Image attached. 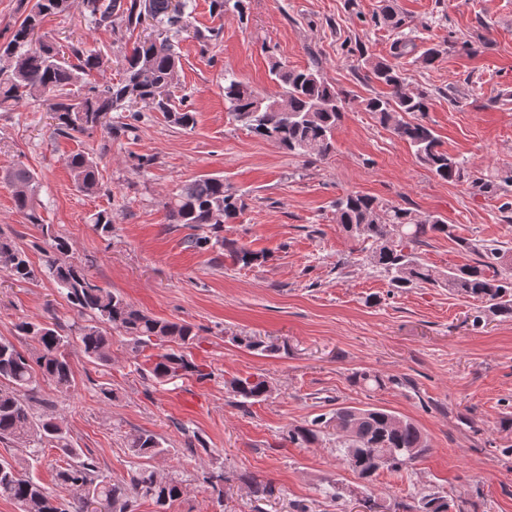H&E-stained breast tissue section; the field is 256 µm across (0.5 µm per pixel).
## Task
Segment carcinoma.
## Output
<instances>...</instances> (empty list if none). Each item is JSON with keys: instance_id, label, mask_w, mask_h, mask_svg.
I'll return each instance as SVG.
<instances>
[{"instance_id": "carcinoma-1", "label": "carcinoma", "mask_w": 512, "mask_h": 512, "mask_svg": "<svg viewBox=\"0 0 512 512\" xmlns=\"http://www.w3.org/2000/svg\"><path fill=\"white\" fill-rule=\"evenodd\" d=\"M70 9V0H33L21 23L7 41L0 44V108L45 97L60 136L90 134L98 127L109 132H129L135 128L139 112L129 111L134 98L163 113L173 124L194 128L195 112L183 101H175L172 83L180 63L174 40L184 34L202 43L214 34L193 25L194 0H85L88 20L97 27L126 29L141 25L143 15L153 20L157 35L136 42L124 56L122 75L116 82L91 81L101 68L102 55L78 39L63 45L45 35L35 36L45 20ZM219 15L233 12L243 16L244 0H211ZM409 40L393 46V60L375 58L363 48L359 53L368 68L367 77L384 86L386 92L364 99V110L375 115L379 124L409 144L418 162L438 178L452 181L463 176L465 161L442 149L435 131L419 116L429 110V95L423 89L408 88L397 59L410 53ZM269 73L279 91L269 93L253 88L224 72V101L228 111L254 136L276 142L296 156L326 159L334 149V138L347 104L346 94L326 83L318 70L294 68L271 58ZM81 84L85 91L76 94L72 87ZM113 112H125L129 121L116 126L108 121ZM67 166L76 187L90 195L98 189L97 166L80 151L69 156ZM15 188L16 210L52 241L55 252H69L67 242L41 223L38 214V181L27 166L18 164L5 175ZM336 222L341 224L363 250L370 253L376 268L386 274L394 288H413L422 284L439 286L485 304L496 317L512 318V258L509 250L495 242L466 244L476 254L472 264L438 270L424 262L417 252L425 239L449 233L447 222L438 214L420 216L413 211L389 205L380 199L356 192L346 193L332 203ZM246 208L242 196L224 184L220 177L201 176L186 182L167 203L172 224L195 230L189 243L198 247L210 241L224 247L234 263L250 267L266 255L245 246L224 241L219 232L223 224L241 215ZM207 234H201V231ZM0 269L16 282H34L45 276L60 294L91 323L79 328L78 341L83 353L102 365L112 361V339L101 330L105 324L128 337L134 352L146 346H159L150 374L158 383L194 377L204 381L210 373L191 361L184 349L198 337L195 326L145 314L126 298L103 288L83 268L55 256L46 259L38 270L26 252L9 237L0 235ZM20 334L34 343L25 353L10 341L0 339V440L27 444L26 457L0 460V498L25 505V512H88L92 503L103 502L107 512H134L139 497L150 498L163 508L183 494L182 480L163 477L152 467L140 466L129 481L112 480L100 473L95 460L73 446L66 427L48 410L37 416L29 400L48 381L67 388L72 367L67 356L69 337L59 333L58 323L22 321ZM230 391L239 403H255L270 396L272 388L263 376L234 379ZM336 437V447L348 468L365 481L381 470L399 472L422 456L429 444L420 427L409 419L377 406H338L309 423L288 429L286 440L309 445L323 436ZM59 449L66 466L56 474L58 487L66 490L64 500L25 473L38 461L43 446ZM132 454L150 460L165 452L161 439L153 433L130 434ZM448 503L434 494L421 498L414 512H447Z\"/></svg>"}]
</instances>
